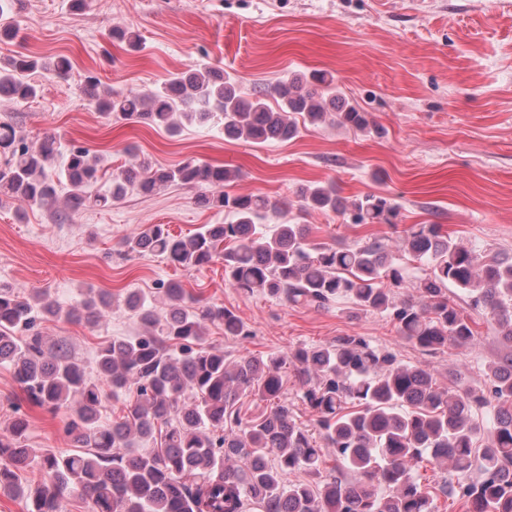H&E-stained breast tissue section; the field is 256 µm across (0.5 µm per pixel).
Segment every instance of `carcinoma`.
I'll use <instances>...</instances> for the list:
<instances>
[{
  "instance_id": "cac0c4a2",
  "label": "carcinoma",
  "mask_w": 512,
  "mask_h": 512,
  "mask_svg": "<svg viewBox=\"0 0 512 512\" xmlns=\"http://www.w3.org/2000/svg\"><path fill=\"white\" fill-rule=\"evenodd\" d=\"M19 0L0 4V41L18 33ZM46 68L65 78L70 62H42L18 55L0 65V100H29L37 87L24 73ZM89 76L84 91L108 117L143 122L178 134L184 125L217 126L224 136L256 144L288 141L299 122L332 121L368 128L367 113L346 102L326 72H292L273 86L245 89L209 67L179 73L148 93L98 92ZM279 100L271 107L267 100ZM60 148L54 134L32 142L16 126L0 123V207L23 200L58 217L88 207H112L134 187L155 194L180 184L202 190L197 201L224 210L232 221L206 224L185 239L164 224L126 238L138 254H161L186 269L224 259V282L293 305L326 309L346 300L352 309L379 313L423 354L474 345L473 321L448 296L460 290L468 306L490 321L501 350L485 369V389L457 378L444 385L427 365H409L363 336L233 361L204 340L205 322L224 325L227 336L249 331L232 311L200 304L181 284L162 288L165 313L136 290L124 306L139 319L141 334L104 342L95 373L61 343L47 345L37 318L70 316L45 291L26 295L0 284V365L13 369L25 400L50 410H72L67 433L78 452L57 456L26 447L29 421L19 413L0 432V495L25 502L26 512H59L65 492L92 502V512H438V495L464 501L467 512H512V256H482L439 224H415L401 247L430 275L407 278L389 243H317L308 224H295L277 203L260 195H231L224 185L236 173L224 166L187 161L175 168L149 163L112 175L94 197L86 188L99 178L101 156L69 150L66 182L47 174ZM66 196H61L63 186ZM299 210L333 211L355 225L398 224L399 207L366 194L341 199L331 183L299 191ZM112 307V294L87 289L76 319L97 326ZM293 367L298 397L314 413V429L299 425L283 398V370ZM128 398L125 414L98 421L106 393ZM271 402L252 419L240 401ZM165 426L158 448L131 450L138 439ZM322 443H317V439ZM335 466L322 472L326 449ZM458 475L477 467L479 481L419 482L422 461ZM37 465L48 480L22 483L19 466ZM304 471L315 485L290 480Z\"/></svg>"
}]
</instances>
